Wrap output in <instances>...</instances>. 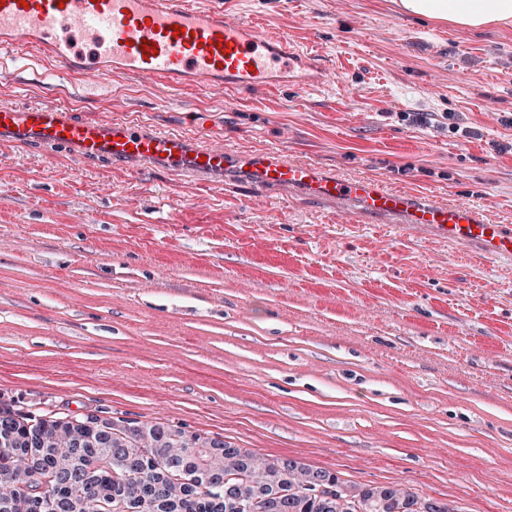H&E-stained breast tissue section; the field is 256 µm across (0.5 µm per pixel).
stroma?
Wrapping results in <instances>:
<instances>
[{"label": "stroma", "instance_id": "obj_1", "mask_svg": "<svg viewBox=\"0 0 512 512\" xmlns=\"http://www.w3.org/2000/svg\"><path fill=\"white\" fill-rule=\"evenodd\" d=\"M321 79L235 96L0 60V106L283 149L512 225V26L224 0ZM434 114L424 123L418 116ZM0 400L181 425L459 512L512 502V259L341 203L0 140Z\"/></svg>", "mask_w": 512, "mask_h": 512}]
</instances>
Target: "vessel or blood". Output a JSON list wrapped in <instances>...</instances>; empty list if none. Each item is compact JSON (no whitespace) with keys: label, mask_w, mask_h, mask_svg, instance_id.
<instances>
[{"label":"vessel or blood","mask_w":512,"mask_h":512,"mask_svg":"<svg viewBox=\"0 0 512 512\" xmlns=\"http://www.w3.org/2000/svg\"><path fill=\"white\" fill-rule=\"evenodd\" d=\"M19 50L58 60L73 76L121 72L170 87H220L238 94L278 88L305 61L287 36L226 18L222 0L204 7L197 0H0V53ZM4 136L82 159L159 164L203 180L239 173L258 188L338 201L486 255L512 257V227L491 223L475 205L423 201L377 179L327 174L280 150L243 155L138 121L81 120L64 106H1Z\"/></svg>","instance_id":"obj_1"}]
</instances>
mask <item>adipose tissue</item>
<instances>
[{
  "label": "adipose tissue",
  "mask_w": 512,
  "mask_h": 512,
  "mask_svg": "<svg viewBox=\"0 0 512 512\" xmlns=\"http://www.w3.org/2000/svg\"><path fill=\"white\" fill-rule=\"evenodd\" d=\"M401 13L417 20L479 30L512 23V0H393Z\"/></svg>",
  "instance_id": "adipose-tissue-1"
}]
</instances>
